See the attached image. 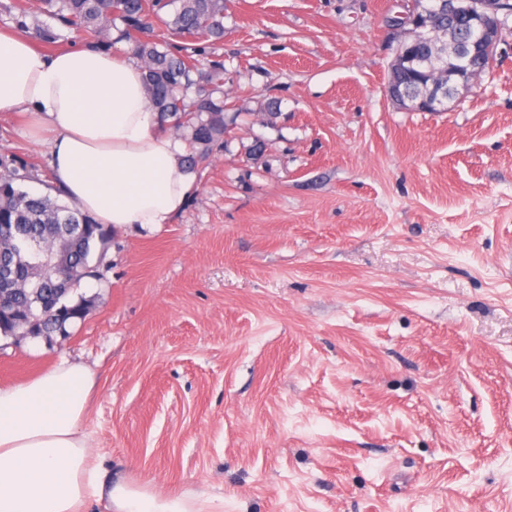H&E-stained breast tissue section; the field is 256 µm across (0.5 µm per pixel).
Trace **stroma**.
Wrapping results in <instances>:
<instances>
[{"label":"stroma","mask_w":512,"mask_h":512,"mask_svg":"<svg viewBox=\"0 0 512 512\" xmlns=\"http://www.w3.org/2000/svg\"><path fill=\"white\" fill-rule=\"evenodd\" d=\"M408 0H227L238 113L173 223L114 228L67 337L112 480L222 512H512V16L444 112L388 97ZM0 0V29L58 33ZM263 154L249 155L254 139ZM48 146L0 113V157Z\"/></svg>","instance_id":"1"}]
</instances>
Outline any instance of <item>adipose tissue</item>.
Listing matches in <instances>:
<instances>
[{
    "mask_svg": "<svg viewBox=\"0 0 512 512\" xmlns=\"http://www.w3.org/2000/svg\"><path fill=\"white\" fill-rule=\"evenodd\" d=\"M0 112L26 115L49 144L56 193L98 223H172L196 186L130 55L90 45L46 54L0 30ZM94 384L89 368L63 360L0 385V512H205L194 493L161 497L107 479L85 428Z\"/></svg>",
    "mask_w": 512,
    "mask_h": 512,
    "instance_id": "ef3b65f1",
    "label": "adipose tissue"
}]
</instances>
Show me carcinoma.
Masks as SVG:
<instances>
[{
    "label": "carcinoma",
    "mask_w": 512,
    "mask_h": 512,
    "mask_svg": "<svg viewBox=\"0 0 512 512\" xmlns=\"http://www.w3.org/2000/svg\"><path fill=\"white\" fill-rule=\"evenodd\" d=\"M170 6L174 12L165 19L162 12ZM35 8L37 13L62 22L76 36L97 34L99 45L105 48L125 42L127 52L143 63L149 103L173 118L172 127L189 141L192 151L185 161L195 168L209 159L211 147L234 122V117L225 115L224 67L214 62L205 70L199 60L205 47L159 42L148 32L158 20L175 35L214 44L224 37V0H36ZM405 50L418 60L419 69L398 71L390 81L417 97L427 88L429 72L444 70L448 49L416 39L405 44ZM31 168L21 157L0 161V252L15 258L9 302L27 308L41 321L45 335L67 336V325L84 320L87 313V303L73 302L70 296L83 279L92 276V270L87 268L80 276L59 272L37 276L18 239L48 250L70 226L82 224L83 232L68 255L72 265L80 266L94 248H106L112 231L74 203L60 204L48 195L33 196L22 190L21 183L31 178Z\"/></svg>",
    "instance_id": "obj_1"
}]
</instances>
